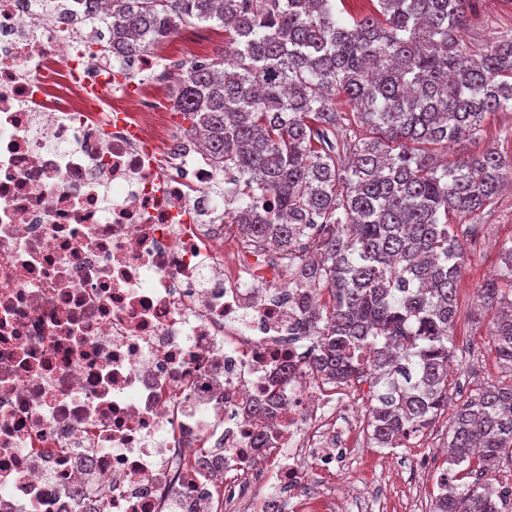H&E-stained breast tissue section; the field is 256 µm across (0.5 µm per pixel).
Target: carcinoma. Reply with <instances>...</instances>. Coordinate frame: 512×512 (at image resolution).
Masks as SVG:
<instances>
[{
	"instance_id": "obj_1",
	"label": "carcinoma",
	"mask_w": 512,
	"mask_h": 512,
	"mask_svg": "<svg viewBox=\"0 0 512 512\" xmlns=\"http://www.w3.org/2000/svg\"><path fill=\"white\" fill-rule=\"evenodd\" d=\"M102 2L84 0L87 16ZM470 2L376 0L354 15L345 0H108L91 36L132 58L181 26L224 28V52L187 67L174 110L243 185L224 224L287 259L293 330L314 341L305 368L369 382L367 433L381 448L448 407L464 263L453 219L480 216L512 184V158L493 149L447 158L448 143L512 109V39L464 60ZM481 300L490 351L512 373V245ZM448 447L433 512H512L502 487L459 482L460 467L490 471L512 450V383L469 398Z\"/></svg>"
}]
</instances>
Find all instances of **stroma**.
Wrapping results in <instances>:
<instances>
[{"instance_id":"stroma-1","label":"stroma","mask_w":512,"mask_h":512,"mask_svg":"<svg viewBox=\"0 0 512 512\" xmlns=\"http://www.w3.org/2000/svg\"><path fill=\"white\" fill-rule=\"evenodd\" d=\"M511 37L512 0H476L463 33L470 58H479L488 47ZM491 148L512 157V110L488 116L480 132L454 143L449 153L460 157ZM461 228L465 254L458 294L461 315L454 327L448 375L449 401L455 405L505 377L487 346L489 318L481 312L478 295L498 268L503 243L512 239V190L504 191L479 218L463 220ZM447 441L444 416L402 448H379L367 435H360L350 451L348 469L335 479L307 468L300 495L320 497L337 481L352 490L344 500V512H430L439 493L437 478L446 466L440 449Z\"/></svg>"}]
</instances>
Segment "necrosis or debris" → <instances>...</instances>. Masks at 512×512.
<instances>
[{
    "label": "necrosis or debris",
    "mask_w": 512,
    "mask_h": 512,
    "mask_svg": "<svg viewBox=\"0 0 512 512\" xmlns=\"http://www.w3.org/2000/svg\"><path fill=\"white\" fill-rule=\"evenodd\" d=\"M175 80L0 0V512H198L217 478L237 512L259 459L288 489L347 465L340 421L364 410L305 370L280 268L225 230L207 159L171 147Z\"/></svg>",
    "instance_id": "obj_1"
}]
</instances>
